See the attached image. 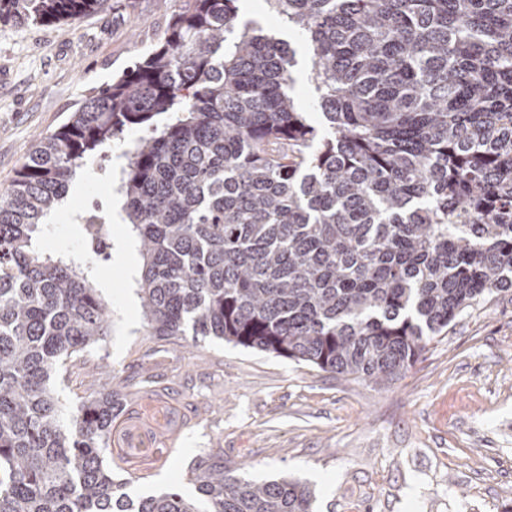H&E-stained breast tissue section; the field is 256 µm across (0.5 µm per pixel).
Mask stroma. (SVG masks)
Wrapping results in <instances>:
<instances>
[{"label": "stroma", "instance_id": "obj_1", "mask_svg": "<svg viewBox=\"0 0 512 512\" xmlns=\"http://www.w3.org/2000/svg\"><path fill=\"white\" fill-rule=\"evenodd\" d=\"M237 6L242 20L295 48L292 93L309 124L322 128L304 44L266 0ZM175 8V0H110L73 23L0 24V189L37 137L163 37ZM126 164L123 146H113L70 187L42 250L89 255L84 227L70 215L108 209L102 171L117 174ZM107 241L92 258L112 334L53 385L67 412L111 386L116 373L152 375L178 393L187 424L173 458L147 471L140 487L192 492L189 463L220 448L253 480L290 474L314 483L318 512H512V290L467 309L402 379L379 387L214 337L161 347L141 332L142 260L120 218Z\"/></svg>", "mask_w": 512, "mask_h": 512}]
</instances>
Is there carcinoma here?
<instances>
[{
	"label": "carcinoma",
	"instance_id": "carcinoma-1",
	"mask_svg": "<svg viewBox=\"0 0 512 512\" xmlns=\"http://www.w3.org/2000/svg\"><path fill=\"white\" fill-rule=\"evenodd\" d=\"M304 36L323 132L289 92L295 50L236 0H176L164 37L95 90L0 192V512H315V485L222 456L195 494L131 496L183 423L114 390L65 414L51 379L111 335L88 259L43 230L77 171L144 129L112 190L139 243L146 336H213L388 385L465 309L512 289V0H266ZM108 0H0L48 24ZM89 227L112 213L73 215ZM128 478L103 466V451Z\"/></svg>",
	"mask_w": 512,
	"mask_h": 512
}]
</instances>
